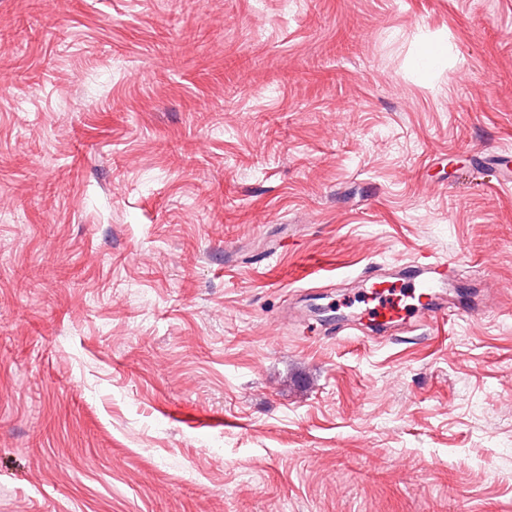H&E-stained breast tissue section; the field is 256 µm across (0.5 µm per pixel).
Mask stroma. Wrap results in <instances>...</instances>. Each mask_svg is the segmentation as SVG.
Masks as SVG:
<instances>
[{
	"label": "stroma",
	"instance_id": "stroma-1",
	"mask_svg": "<svg viewBox=\"0 0 512 512\" xmlns=\"http://www.w3.org/2000/svg\"><path fill=\"white\" fill-rule=\"evenodd\" d=\"M505 153L512 0H0V512H512ZM461 263L459 258L436 259L431 255L412 260L399 271L402 279L400 288H407L403 291L393 288L396 282H388L375 275L373 266L355 273V278L365 286L359 289L361 302L365 305L377 302L373 307L365 306L360 314L368 317L382 334L398 330L403 325H411L419 318L446 319L460 311L472 314L495 306L497 302L490 283L487 285L489 289L486 290L485 300L477 306L468 308L454 301L448 305L444 292L448 283L458 276Z\"/></svg>",
	"mask_w": 512,
	"mask_h": 512
}]
</instances>
